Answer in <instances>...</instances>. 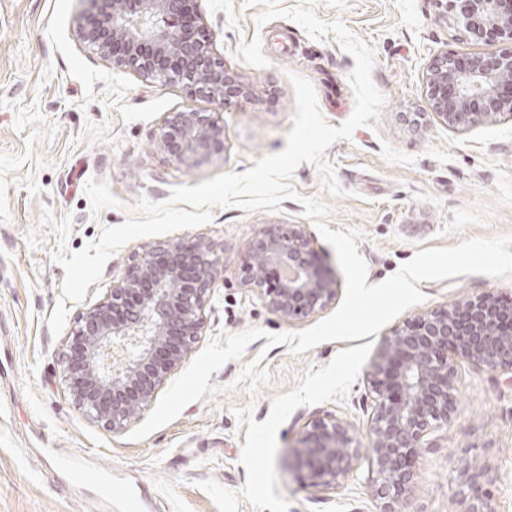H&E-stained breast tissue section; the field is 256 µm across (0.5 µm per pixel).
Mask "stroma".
Returning <instances> with one entry per match:
<instances>
[{
    "mask_svg": "<svg viewBox=\"0 0 512 512\" xmlns=\"http://www.w3.org/2000/svg\"><path fill=\"white\" fill-rule=\"evenodd\" d=\"M302 0H277L283 14L256 26L259 7L246 0H193L214 54L245 88L221 106L190 96L181 84L148 82L112 66L77 35L83 0H0V512H118L94 489H68L61 460L76 456L100 465L114 482L148 488L145 512H218L201 489L212 478L240 491L245 431L235 407L252 405L256 422L272 399L293 390L296 376L320 369L356 340L326 341L295 356L266 337L307 329L334 306L287 323L263 293L242 284L240 257L265 224H302L299 202L280 211L213 210L210 222L172 232V239L207 237L224 261L203 308L204 329L194 352L222 333L262 330L242 359L212 373L219 388L211 400L187 404L173 421L140 440L127 439L77 409L62 377L63 337L49 320L66 306V327L105 300L125 275L130 256L157 244L133 240L107 261L100 282L83 300L64 301L65 276L58 249L82 250L104 228L135 216L145 197L166 201L176 186H195L222 173H242L255 159L282 151L293 127L296 102L290 75L309 80L321 117L337 127L352 115L348 76L354 58L334 35L311 38L286 10ZM317 16L342 21L375 51L373 81L385 103L370 125L355 129L325 152L345 194L327 193L317 169L301 164L292 180L307 198L324 202L331 230L356 229L368 284L382 282L421 250L450 248L468 238L512 235V115L452 129L427 119L421 128L404 121L425 112L426 70L449 52L459 57L491 52L455 19L440 15L436 0H313ZM212 113L224 129V148L193 167L177 164L159 144L168 113ZM71 218L65 244L54 222ZM415 304L372 335V353L395 327L418 314L467 295L492 291L512 298V279L460 275L418 285ZM260 359L272 378L256 398L235 384L245 362ZM458 411L430 432L414 466L412 488L397 512H459L470 495L467 474L482 472L495 512H512V376L457 361ZM373 395L358 377L346 401L296 408L277 433V491L288 512H382L370 488L368 459L329 491L306 488L291 448L305 426L335 416L365 434Z\"/></svg>",
    "mask_w": 512,
    "mask_h": 512,
    "instance_id": "35a3bbf8",
    "label": "stroma"
}]
</instances>
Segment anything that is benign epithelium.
Listing matches in <instances>:
<instances>
[{"label": "benign epithelium", "mask_w": 512, "mask_h": 512, "mask_svg": "<svg viewBox=\"0 0 512 512\" xmlns=\"http://www.w3.org/2000/svg\"><path fill=\"white\" fill-rule=\"evenodd\" d=\"M89 14L80 39L101 58L139 77L180 83L194 97L227 104L240 83L224 69L190 0H83ZM464 29L499 46L466 58L444 54L428 68L426 94L446 126L467 127L512 112V0H448ZM160 145L191 167L223 144L208 112H172ZM243 283L264 291L270 309L290 323L336 299L335 278L314 253L304 224H265L241 257ZM224 265L213 244L165 241L134 254L106 300L78 314L62 356L75 404L112 432L124 431L153 400L167 375L204 328L203 307ZM492 372L512 373V304L493 292L427 310L384 338L366 370L374 393L368 448L337 418L308 424L292 447L304 480L336 488L365 455L371 491L383 512L411 490L412 464L424 438L458 410L453 358ZM468 477L473 495L462 512H494L491 499Z\"/></svg>", "instance_id": "obj_1"}]
</instances>
